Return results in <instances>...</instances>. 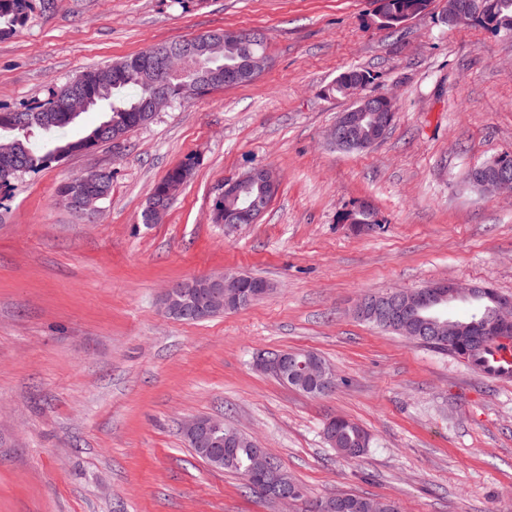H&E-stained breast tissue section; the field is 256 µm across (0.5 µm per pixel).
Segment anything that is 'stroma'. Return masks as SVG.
<instances>
[{
    "label": "stroma",
    "mask_w": 512,
    "mask_h": 512,
    "mask_svg": "<svg viewBox=\"0 0 512 512\" xmlns=\"http://www.w3.org/2000/svg\"><path fill=\"white\" fill-rule=\"evenodd\" d=\"M445 0L399 30L375 0H34L0 39V107L44 100L88 68L222 29H260L255 81L176 101L155 120L0 193V512H278L184 440L210 416L257 437L308 502L348 493L400 512H512V382L359 319L367 294L455 280L512 297V192L475 165L512 154V36L444 22ZM395 100L372 148L327 130L349 69ZM193 162L161 222L140 220L167 171ZM265 165L280 187L254 224L212 221L225 180ZM112 174L94 216L56 202ZM377 224L354 232L348 212ZM224 269L272 291L200 322L166 316L170 285ZM310 350L336 389L314 397L257 358ZM343 416L371 436L356 462L323 437ZM495 161L507 162L512 167V154H505L471 169L468 174L470 183L475 186L473 180L476 178L477 189L483 193L512 191V172L507 167H497L491 174L476 177L477 174L493 169L492 165ZM103 173L106 172H99V170H90L72 177L70 181L77 187V191L75 194L65 195V198L61 201V203L68 208L79 209L80 198L86 192L94 189L97 186L98 178Z\"/></svg>",
    "instance_id": "35a3bbf8"
}]
</instances>
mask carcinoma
I'll use <instances>...</instances> for the list:
<instances>
[{
	"label": "carcinoma",
	"instance_id": "carcinoma-1",
	"mask_svg": "<svg viewBox=\"0 0 512 512\" xmlns=\"http://www.w3.org/2000/svg\"><path fill=\"white\" fill-rule=\"evenodd\" d=\"M430 0H384L377 15L386 28H398L406 21L423 14ZM455 4L467 7L470 22L480 24L497 33L512 34V0H446L444 13H449ZM32 10V0H0V38L16 34L27 21ZM254 40L243 47V55L221 56L218 63L228 71L236 67L245 57H268L267 36L265 33L252 31ZM156 50L152 46L134 55L115 60L107 65L89 68L83 71L75 81L94 95L104 110L103 119L83 135L73 139L55 137L59 130L71 125L66 113L57 111V107L68 93L70 84L52 90L48 97L33 105L21 109L5 110L0 108V141L16 142L21 151L27 153L26 169L20 171L4 159H0V191L10 189L15 181L28 173H35L54 164L56 152L68 156L80 153L91 147L105 143L100 138L102 125L110 123L115 130L127 133L136 127L146 125L154 116L142 109V103L160 79L156 69L145 66L141 60ZM353 82H368V76L357 69L342 72L328 88L333 95H345L347 87ZM129 88L135 94H126ZM192 175V166L181 163L168 170L162 180L152 189L148 202L141 212V223H154L156 208L164 210L171 206L167 191L173 183H186ZM112 176L106 174L101 178V187L84 198L85 204L95 209L111 193ZM265 197L269 203L273 193L260 191L252 184L238 186L237 194L225 200V204L213 209V221L224 223V212L235 213L244 208L256 197ZM346 221L360 228L362 224L375 223L374 211L367 206H360L346 216ZM464 303L471 306V311L464 317H456L459 325L466 327L480 322L485 316L490 300L487 298L466 299ZM467 348V360L474 364L479 361L488 346L494 342L493 336H460ZM371 442L370 435L355 422L340 418L336 426V438L329 445L343 458L355 461L361 458ZM252 449L247 442L236 449L238 466L228 469L242 481L245 492H252L247 478V465ZM372 499L353 495H342V506L333 512H371Z\"/></svg>",
	"mask_w": 512,
	"mask_h": 512
}]
</instances>
